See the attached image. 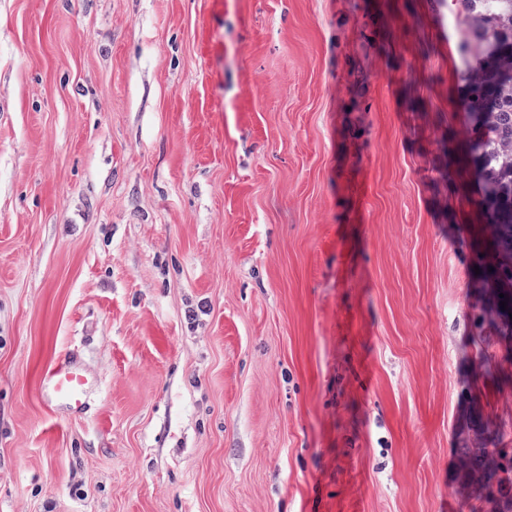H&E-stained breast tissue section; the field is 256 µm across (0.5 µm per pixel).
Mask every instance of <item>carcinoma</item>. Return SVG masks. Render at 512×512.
I'll return each instance as SVG.
<instances>
[{
    "label": "carcinoma",
    "mask_w": 512,
    "mask_h": 512,
    "mask_svg": "<svg viewBox=\"0 0 512 512\" xmlns=\"http://www.w3.org/2000/svg\"><path fill=\"white\" fill-rule=\"evenodd\" d=\"M448 11L466 27L461 45L462 105L469 139L467 155L476 164L481 205L500 235L501 253H512V76L497 66L500 55L512 54V0H448ZM512 326L487 321L477 334L481 366L489 376L512 377L505 365L488 353ZM505 433L497 428L473 447L459 449L465 478L479 483L494 479L499 501L512 502V454L499 455Z\"/></svg>",
    "instance_id": "carcinoma-1"
}]
</instances>
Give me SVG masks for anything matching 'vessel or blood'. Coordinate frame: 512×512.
<instances>
[{
  "label": "vessel or blood",
  "instance_id": "vessel-or-blood-1",
  "mask_svg": "<svg viewBox=\"0 0 512 512\" xmlns=\"http://www.w3.org/2000/svg\"><path fill=\"white\" fill-rule=\"evenodd\" d=\"M94 381L77 351L59 356L45 371L42 393L47 403L60 414L77 413L86 408Z\"/></svg>",
  "mask_w": 512,
  "mask_h": 512
}]
</instances>
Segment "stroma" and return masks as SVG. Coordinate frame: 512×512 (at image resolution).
Returning <instances> with one entry per match:
<instances>
[{
  "mask_svg": "<svg viewBox=\"0 0 512 512\" xmlns=\"http://www.w3.org/2000/svg\"><path fill=\"white\" fill-rule=\"evenodd\" d=\"M446 0H0V512H462L485 233ZM100 380L57 419L39 380ZM94 381L75 349L65 352L45 371L42 393L60 414L82 411L94 390Z\"/></svg>",
  "mask_w": 512,
  "mask_h": 512,
  "instance_id": "35a3bbf8",
  "label": "stroma"
}]
</instances>
